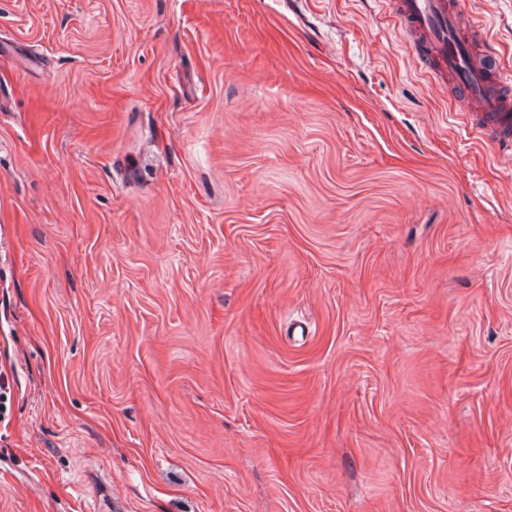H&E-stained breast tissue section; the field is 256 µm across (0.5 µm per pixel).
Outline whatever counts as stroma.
<instances>
[{
	"label": "stroma",
	"mask_w": 512,
	"mask_h": 512,
	"mask_svg": "<svg viewBox=\"0 0 512 512\" xmlns=\"http://www.w3.org/2000/svg\"><path fill=\"white\" fill-rule=\"evenodd\" d=\"M0 371V512H512V159L387 0H0Z\"/></svg>",
	"instance_id": "obj_1"
}]
</instances>
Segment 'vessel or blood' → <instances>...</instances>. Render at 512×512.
I'll return each mask as SVG.
<instances>
[{"label":"vessel or blood","instance_id":"1","mask_svg":"<svg viewBox=\"0 0 512 512\" xmlns=\"http://www.w3.org/2000/svg\"><path fill=\"white\" fill-rule=\"evenodd\" d=\"M424 71L435 84L451 83L480 136L512 156V83L492 78L475 53L487 36L477 23H463L462 0H390Z\"/></svg>","mask_w":512,"mask_h":512}]
</instances>
